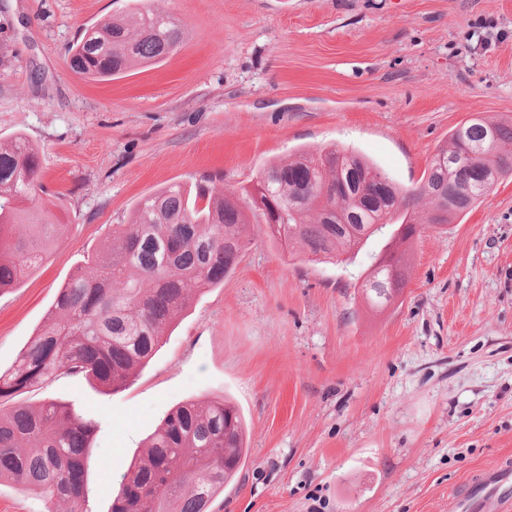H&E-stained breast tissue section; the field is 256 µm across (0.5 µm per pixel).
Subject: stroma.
Segmentation results:
<instances>
[{
	"instance_id": "35a3bbf8",
	"label": "stroma",
	"mask_w": 512,
	"mask_h": 512,
	"mask_svg": "<svg viewBox=\"0 0 512 512\" xmlns=\"http://www.w3.org/2000/svg\"><path fill=\"white\" fill-rule=\"evenodd\" d=\"M125 0H0V137L41 152L64 223L0 294V367L134 204L212 178L245 197L268 162L336 145L414 186L455 126L512 117V0H165L173 54L94 82L66 65ZM223 285L197 296L152 360L104 394L67 376L20 395L102 416L91 512L174 406L226 398L248 455L212 512H448L452 487L512 459V176L422 230L405 289L359 285L382 246L311 260L260 224Z\"/></svg>"
}]
</instances>
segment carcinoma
<instances>
[{
    "mask_svg": "<svg viewBox=\"0 0 512 512\" xmlns=\"http://www.w3.org/2000/svg\"><path fill=\"white\" fill-rule=\"evenodd\" d=\"M183 32L170 15L141 0L86 30L67 66L92 81L126 77L169 57ZM479 151L484 177L452 160ZM512 175V119L471 118L454 127L418 185L403 189L364 156L326 146L300 149L265 166L259 201L246 213L238 196L202 180L173 184L140 199L126 224L112 231L60 289L47 323L0 369V481L40 493L45 512L61 501L69 512H91L87 475L97 417L46 401L36 408L4 407L61 375L95 382L103 391L125 387L132 370L158 351L167 324L196 295L224 284L251 243L250 219L275 240L332 259L386 239V267L374 265L361 284L377 307L388 300L375 284H405L408 246L448 202L446 223L471 210ZM39 152L21 133L0 140V294L38 268L65 225L36 206L42 188ZM371 224L381 231L364 235ZM244 419L224 398L204 407L173 408L132 462L110 512H210L248 453Z\"/></svg>",
    "mask_w": 512,
    "mask_h": 512,
    "instance_id": "obj_1",
    "label": "carcinoma"
}]
</instances>
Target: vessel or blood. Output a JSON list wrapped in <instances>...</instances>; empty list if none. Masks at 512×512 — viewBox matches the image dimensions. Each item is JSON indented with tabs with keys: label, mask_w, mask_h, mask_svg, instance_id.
<instances>
[{
	"label": "vessel or blood",
	"mask_w": 512,
	"mask_h": 512,
	"mask_svg": "<svg viewBox=\"0 0 512 512\" xmlns=\"http://www.w3.org/2000/svg\"><path fill=\"white\" fill-rule=\"evenodd\" d=\"M455 512H512V464L482 472L451 493Z\"/></svg>",
	"instance_id": "b4317fda"
}]
</instances>
